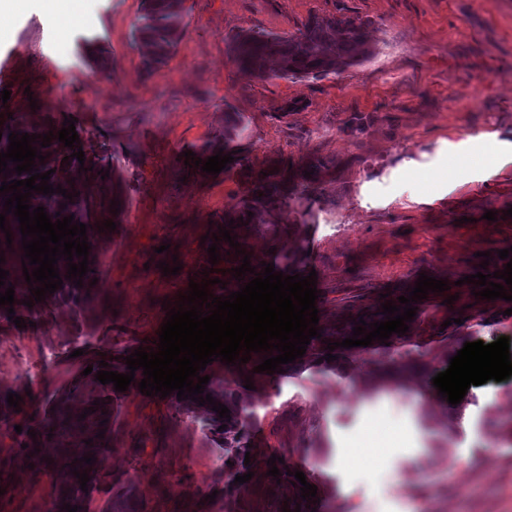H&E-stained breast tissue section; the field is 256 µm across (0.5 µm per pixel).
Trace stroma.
Here are the masks:
<instances>
[{
  "mask_svg": "<svg viewBox=\"0 0 512 512\" xmlns=\"http://www.w3.org/2000/svg\"><path fill=\"white\" fill-rule=\"evenodd\" d=\"M89 10L91 20L63 26L29 0L0 40L10 71L0 90L11 93L0 114L74 120L88 164L78 173L82 221L116 224L93 235L89 299L48 298L0 318V512H48L56 499L67 454L46 449L50 463L37 469L22 445L67 395L78 409L104 398L112 408L85 512H274L295 494L269 476L274 455L311 476L316 512H364L367 502L379 512H512V379L486 383L494 399L470 391L454 407L432 382L464 343L512 337V304L475 297L464 281L479 253L492 273L512 247V163L498 167L492 149L478 154L470 142L512 141V0H182L184 34L149 74L133 37L142 0H89ZM314 16L367 23L373 55L287 80L245 74L228 53L239 30L288 37ZM237 117L232 163L215 175L185 165L184 151L202 156ZM282 179L292 198L257 201L259 182ZM108 193L118 213L103 206ZM234 209L247 212L245 225L229 224ZM490 210L497 220H485ZM223 226L231 238L218 243L222 282L210 293L238 291V241L252 267L316 273L323 332L381 312L382 295L408 296L422 274L457 296L417 301L404 335L427 364L417 375L384 378L390 356L377 340L345 351L344 375L321 363L261 373L259 354L239 367L209 363L206 375L252 411V478L228 499L224 439L202 408L134 383L114 393L85 372L104 362L126 373V356L157 340L165 303L202 280L211 262L201 238ZM174 259L180 271L164 275ZM400 401L413 446L382 449L389 481L344 465L343 446Z\"/></svg>",
  "mask_w": 512,
  "mask_h": 512,
  "instance_id": "1",
  "label": "stroma"
}]
</instances>
